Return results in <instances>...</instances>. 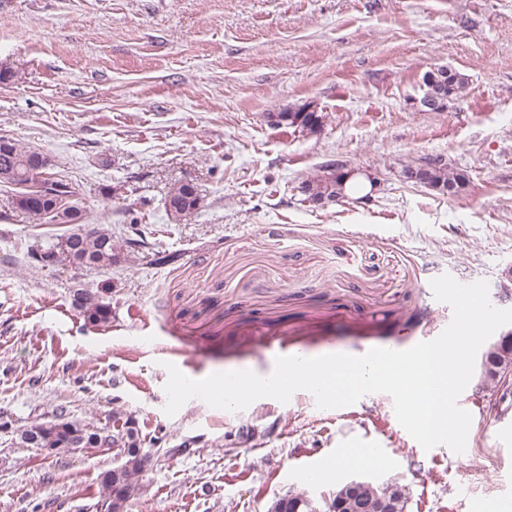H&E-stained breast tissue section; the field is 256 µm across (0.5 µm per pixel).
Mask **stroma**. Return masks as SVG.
Wrapping results in <instances>:
<instances>
[{
	"label": "stroma",
	"mask_w": 512,
	"mask_h": 512,
	"mask_svg": "<svg viewBox=\"0 0 512 512\" xmlns=\"http://www.w3.org/2000/svg\"><path fill=\"white\" fill-rule=\"evenodd\" d=\"M437 66L468 86L426 112L414 100ZM0 71V137L47 154L95 222L138 223L149 243L109 268L34 267L28 249L72 227L0 191V512H95L116 450L49 456L19 438L62 410L135 419L155 458L127 512H270L356 478L404 485L408 512L512 503V394L476 376L458 398L463 456L423 450L384 393L164 411L169 362L264 376L279 356L438 336L453 312L430 282L446 273L512 309V0H0ZM308 103L316 132L268 120ZM429 155L466 190L402 180ZM336 160L379 173L370 201H304L300 183ZM185 180L203 203L179 222L165 199ZM80 288L107 290L108 325L84 321Z\"/></svg>",
	"instance_id": "obj_1"
}]
</instances>
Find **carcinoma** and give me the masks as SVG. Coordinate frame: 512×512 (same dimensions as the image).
<instances>
[{
  "mask_svg": "<svg viewBox=\"0 0 512 512\" xmlns=\"http://www.w3.org/2000/svg\"><path fill=\"white\" fill-rule=\"evenodd\" d=\"M467 78L457 72H452L447 77L446 93L448 97L458 96L467 88ZM276 125L300 129L302 131H316L322 124V115L317 112L307 111L303 106L296 111L278 112L275 114ZM40 153L26 149L17 143L0 138V169L8 165L13 169L14 178L7 185L12 192L15 207L26 214L43 219L51 207V202L42 196H35L27 189V184L36 180L41 174L38 170V158ZM421 180L425 186L445 195L448 188H453L452 195H458L467 183V177L463 170L456 167L453 161L439 167L430 168L421 173ZM356 182L358 178H347L346 173L338 166H327L318 174L302 181L301 193L310 202L333 201L347 196L345 185L348 182ZM66 185L71 187L70 194L75 198L72 202L74 213L65 215L58 220L60 224L77 222L80 233L76 234L75 242L65 239L48 247L40 246L29 252L32 263L42 268H52L65 259L76 268H108L121 260L123 248H131L139 245V238L143 233H137V238L119 239L112 229L102 224H91L84 217L83 210L78 207V198L81 196L80 185L71 180H66ZM198 186L191 181H182L173 184L165 201L166 209L171 217L180 220L194 214L202 205ZM80 311L86 320L93 324H105L112 319L111 303L97 292L90 291L82 296ZM484 357L489 365L481 368L480 379L485 384H498L508 374L512 373V344L507 342L495 343L487 347ZM38 437L35 444L37 448H67L74 438L84 440L87 448L99 446H117L128 448L127 456L121 463V470L113 474L108 469L101 473L100 486L103 498L117 501L126 505L127 501L139 490L137 478L143 472L145 456L134 452V449L142 447L144 440L139 431L130 427V420H125L122 430H114L106 435L97 430H91L87 425L77 419H68L63 415L54 419L35 424L24 430L23 440L29 441V435ZM356 497L366 501L383 499L389 503L400 499H407L404 487L399 484L379 487L366 484L359 487Z\"/></svg>",
  "mask_w": 512,
  "mask_h": 512,
  "instance_id": "cac0c4a2",
  "label": "carcinoma"
}]
</instances>
